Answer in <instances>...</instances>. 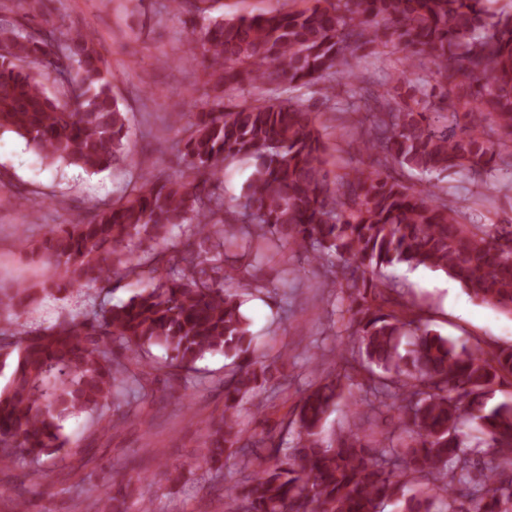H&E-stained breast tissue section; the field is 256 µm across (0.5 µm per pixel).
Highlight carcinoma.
Here are the masks:
<instances>
[{
    "mask_svg": "<svg viewBox=\"0 0 512 512\" xmlns=\"http://www.w3.org/2000/svg\"><path fill=\"white\" fill-rule=\"evenodd\" d=\"M213 0H174L200 17L186 54L209 62L216 90L264 88L235 110L193 113L180 177H140L125 201L88 220L51 229L31 249L53 271L57 291L107 284L122 270L147 281L126 302L20 336H0V465L35 460L70 445L63 422L87 415L115 430L129 411L112 407L137 380L117 353L159 347L179 365L220 353L240 361L224 382V425L207 427L198 463L220 468L239 446L270 465L253 466L224 496L225 512H512V403L487 406L512 375V345L457 346L407 307L397 285L375 274L405 265L439 271L471 297L512 314V224H479L434 184L408 186L404 173L467 171L487 183L512 171V14L487 0H306L302 9L250 17L210 16ZM393 45L385 93L364 90L355 111L366 168L330 176L312 111L291 93L352 76L364 47ZM427 60L439 92L410 75ZM64 95L48 93L43 79ZM0 128L43 159L98 173L128 145L127 118L112 72L89 32L37 30L0 19ZM253 160L239 209L219 192L224 164ZM184 228L178 241L170 237ZM275 237L325 270L321 288L346 284L339 321L358 346L343 371L319 376L287 420L280 441L243 435L235 414L273 377L256 354L228 263ZM36 285H0V311L34 300ZM365 392L397 424L378 433L353 424L325 432L342 399ZM501 460L479 468L482 459Z\"/></svg>",
    "mask_w": 512,
    "mask_h": 512,
    "instance_id": "1",
    "label": "carcinoma"
}]
</instances>
